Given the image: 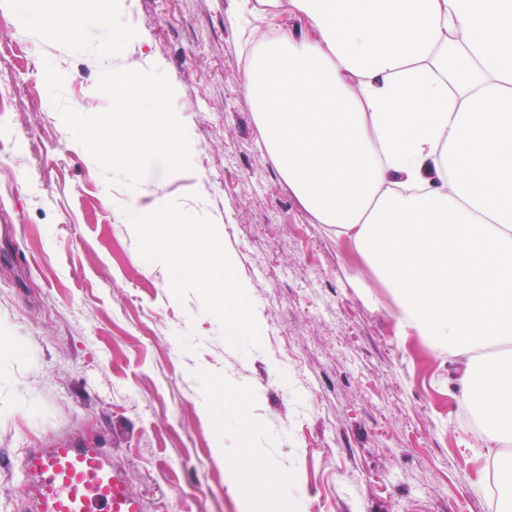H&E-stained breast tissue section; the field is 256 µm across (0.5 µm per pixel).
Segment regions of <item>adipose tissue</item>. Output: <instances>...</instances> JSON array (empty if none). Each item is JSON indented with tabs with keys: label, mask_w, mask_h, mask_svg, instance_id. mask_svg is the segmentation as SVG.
<instances>
[{
	"label": "adipose tissue",
	"mask_w": 512,
	"mask_h": 512,
	"mask_svg": "<svg viewBox=\"0 0 512 512\" xmlns=\"http://www.w3.org/2000/svg\"><path fill=\"white\" fill-rule=\"evenodd\" d=\"M289 4L305 34L263 31L248 72L269 155L402 319L468 355L461 395L511 442L512 0ZM213 456L247 501L276 473L251 447Z\"/></svg>",
	"instance_id": "obj_1"
}]
</instances>
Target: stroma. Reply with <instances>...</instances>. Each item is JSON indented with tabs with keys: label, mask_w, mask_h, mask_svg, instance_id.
<instances>
[{
	"label": "stroma",
	"mask_w": 512,
	"mask_h": 512,
	"mask_svg": "<svg viewBox=\"0 0 512 512\" xmlns=\"http://www.w3.org/2000/svg\"><path fill=\"white\" fill-rule=\"evenodd\" d=\"M85 0H44L45 29L0 7V512H31L33 448L71 440L108 449L145 512H241V476L213 460L224 421L255 419L252 439L285 475L298 512H499L487 446L464 414L465 358L400 326L397 305L354 242L319 223L271 159L246 90L257 29L302 32L288 0H123L126 64H160L188 132L192 168L108 186L43 80L64 74L68 105L106 110L100 29L56 35ZM167 197V235L118 223L113 205ZM209 226L202 267L172 255ZM232 268H225V255ZM247 283L257 342L229 329L225 272ZM222 382L214 417L199 376Z\"/></svg>",
	"instance_id": "stroma-1"
}]
</instances>
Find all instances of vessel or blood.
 Returning a JSON list of instances; mask_svg holds the SVG:
<instances>
[{
    "instance_id": "obj_1",
    "label": "vessel or blood",
    "mask_w": 512,
    "mask_h": 512,
    "mask_svg": "<svg viewBox=\"0 0 512 512\" xmlns=\"http://www.w3.org/2000/svg\"><path fill=\"white\" fill-rule=\"evenodd\" d=\"M38 485L33 512H142L107 449L74 445L33 448L20 464Z\"/></svg>"
}]
</instances>
